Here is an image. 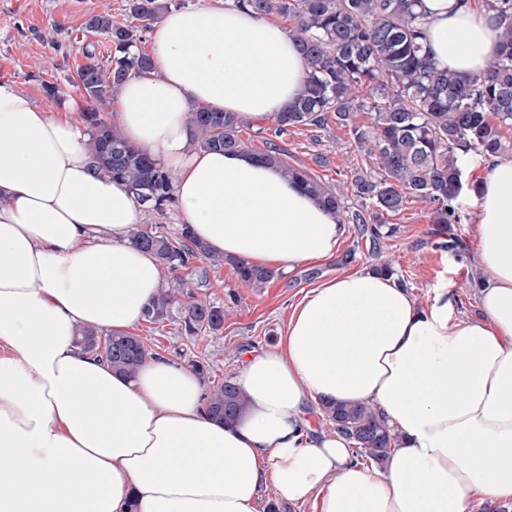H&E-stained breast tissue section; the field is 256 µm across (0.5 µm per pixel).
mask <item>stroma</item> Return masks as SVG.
<instances>
[{"mask_svg":"<svg viewBox=\"0 0 512 512\" xmlns=\"http://www.w3.org/2000/svg\"><path fill=\"white\" fill-rule=\"evenodd\" d=\"M109 11L114 21L126 22L127 0H0V80L14 82L40 107L58 108L44 83L64 84L85 60L87 43H102L99 34L86 28L87 19ZM289 164L303 168L329 186L349 181L358 160L346 128L329 124L326 129H290L281 142ZM492 160L469 157L464 165L467 185L455 207L460 221L448 234L432 224L428 203L408 200L404 208L386 215L393 235L372 243L350 224L335 256L322 263L300 264L276 277L264 288H246L231 267L210 271L204 297L224 308V327L197 337L182 335L178 324L155 325L139 321L133 335L154 353L177 364L206 365L202 377L205 389H212L226 377L240 373L244 361L275 346L288 318L303 295L315 285L344 272L370 268L383 259L392 260L399 278L419 304L431 303L434 291L444 288L455 316L480 317L475 281L484 277L477 258L476 224L478 210L470 186L492 167ZM458 245L448 250L446 236Z\"/></svg>","mask_w":512,"mask_h":512,"instance_id":"stroma-1","label":"stroma"}]
</instances>
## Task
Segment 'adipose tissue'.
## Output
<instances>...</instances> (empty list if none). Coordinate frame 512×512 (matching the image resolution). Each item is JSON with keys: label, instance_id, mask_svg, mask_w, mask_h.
I'll return each mask as SVG.
<instances>
[{"label": "adipose tissue", "instance_id": "obj_1", "mask_svg": "<svg viewBox=\"0 0 512 512\" xmlns=\"http://www.w3.org/2000/svg\"><path fill=\"white\" fill-rule=\"evenodd\" d=\"M437 68L484 72L499 30L460 0H421ZM152 71L110 104L126 140L175 175L182 223L256 267L335 256L338 214L251 152L191 146L192 106L263 124L306 67L278 24L211 6L166 13ZM80 100L55 111L0 81V512H258L274 483L314 512H477L512 502V161L477 183L482 318L444 290L420 305L395 277L345 272L294 306L278 346L235 382L245 408L211 418L196 373L166 357L134 376L74 343L123 332L163 288L130 233L141 208L95 167ZM377 407L396 435L383 464L314 428L310 404Z\"/></svg>", "mask_w": 512, "mask_h": 512}]
</instances>
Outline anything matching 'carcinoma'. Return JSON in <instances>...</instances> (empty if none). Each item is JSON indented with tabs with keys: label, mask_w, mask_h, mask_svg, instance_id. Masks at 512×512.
Returning <instances> with one entry per match:
<instances>
[{
	"label": "carcinoma",
	"mask_w": 512,
	"mask_h": 512,
	"mask_svg": "<svg viewBox=\"0 0 512 512\" xmlns=\"http://www.w3.org/2000/svg\"><path fill=\"white\" fill-rule=\"evenodd\" d=\"M500 30L497 54L484 73L466 77L440 70L424 50L425 20L419 0H234L262 17L293 19L288 30L305 60L307 78L293 104L273 114L270 139L259 153L291 179L300 181L319 202L336 211L344 224H358L372 239L383 235L382 218L396 213L411 196L433 207L432 223L456 224L455 202L464 188L463 160L472 154L497 157L512 152V0H481ZM134 24H119L108 13L89 17L86 28L102 35L110 47L103 56L85 52L70 83L83 93L89 107L80 113L94 162L126 182L145 208L157 213L174 201L173 172L132 146L106 110L113 94L132 75L152 67L138 48L142 32L169 10L167 0H128ZM369 114L367 123L357 111ZM192 145L199 149L236 151L246 148L239 137L241 119L233 112L194 107ZM349 129L362 164L350 180L351 206L344 192L317 180L282 158L277 140L289 129L329 123ZM134 244L150 252L169 286L147 306L149 323L176 321L186 336L215 333L224 327V308L196 296L179 270L198 260L196 287L207 284V269L230 266L250 288H263L279 272L248 265L211 252L183 224L167 236L134 228ZM77 344L87 353L105 357L112 369L135 375L153 353L139 337L105 333L81 326ZM206 411L229 424L236 420L244 396L230 378L205 396ZM322 417L334 432L356 445V456L381 464L396 436L381 412L368 404H321Z\"/></svg>",
	"instance_id": "obj_1"
}]
</instances>
